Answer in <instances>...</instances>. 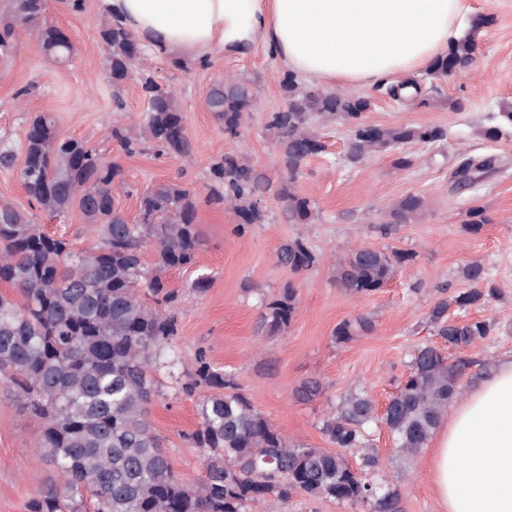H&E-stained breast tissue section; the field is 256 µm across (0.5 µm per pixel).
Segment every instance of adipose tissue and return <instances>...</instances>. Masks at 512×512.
Masks as SVG:
<instances>
[{"instance_id":"obj_1","label":"adipose tissue","mask_w":512,"mask_h":512,"mask_svg":"<svg viewBox=\"0 0 512 512\" xmlns=\"http://www.w3.org/2000/svg\"><path fill=\"white\" fill-rule=\"evenodd\" d=\"M160 53L238 54L266 44L297 75L358 86L448 52L464 0H107ZM432 484L443 512H512V359L451 410Z\"/></svg>"}]
</instances>
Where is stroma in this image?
I'll return each instance as SVG.
<instances>
[{"instance_id":"obj_1","label":"stroma","mask_w":512,"mask_h":512,"mask_svg":"<svg viewBox=\"0 0 512 512\" xmlns=\"http://www.w3.org/2000/svg\"><path fill=\"white\" fill-rule=\"evenodd\" d=\"M469 3L475 16L490 20L478 37L472 71L444 77L414 73L419 92L407 98L389 95L385 82L354 89L371 101L364 122L438 125L447 131L439 144H405L352 164L346 159L348 123L318 120L314 129L325 143L324 153L307 158L296 176H288L278 144L265 129L269 114L286 104L279 85L284 68L257 46L243 55L218 53L208 59L153 54L150 65L177 99L192 155L160 157L149 148L126 154L104 122L105 114L114 111L104 69L107 50L98 36L104 0H85L79 13L70 12L63 0H49L45 20L69 35L76 54L63 64L48 60L37 49V28L31 25L9 54L0 56V145L20 150L26 117L51 113L62 134L87 140L122 167L127 187L118 200L131 220L138 214V194L148 187L172 179L186 184L199 202L197 267L209 274L210 286L204 294L189 293L176 307L174 347L188 360L205 351L288 439L328 451L332 445L321 432V419L332 405L360 390L385 404L414 351L440 344L429 311L437 301L470 289L462 275L467 265L483 267V285L495 288L496 297L479 307L451 306L448 312L463 320L494 321L495 329L465 352L468 364L460 382L472 389L495 362L512 358V130L496 138L487 134L493 113L512 102V0ZM237 80L254 86L256 100L239 135L232 137L208 111L206 98L216 82ZM228 153L246 155L273 183L293 180L296 190L313 201L316 219L293 221L285 202L269 193L262 198L268 212L263 224H241L232 211L209 202V167ZM399 156L408 157L410 166L396 167ZM467 158H490L494 164L471 186L453 188V174ZM409 195L422 197L423 213L405 224L381 223V213ZM1 205L30 212L33 221L48 232L66 233L77 248L98 242L95 226L84 221L78 206H71L60 222L30 211L17 169L0 168ZM476 208L486 222L473 230L464 219ZM294 239L316 255L312 267L296 271L278 261L279 246ZM359 246L405 253L409 259L384 288L353 295L337 283L333 264ZM287 285L298 292L297 315L285 332L267 336L260 328L262 302ZM359 314L375 319L374 332L348 343L335 341L336 325ZM159 379L162 394L150 407L152 424L177 476L196 483L202 451L184 438L197 425L196 401L178 394L174 378L163 373ZM309 379L321 383L323 394L299 401L295 391ZM39 433L0 380V512H27L29 498L40 487L60 480L37 446ZM373 443L382 475L402 491L401 512H440L429 479L432 448H423L402 466L385 429L374 433Z\"/></svg>"}]
</instances>
